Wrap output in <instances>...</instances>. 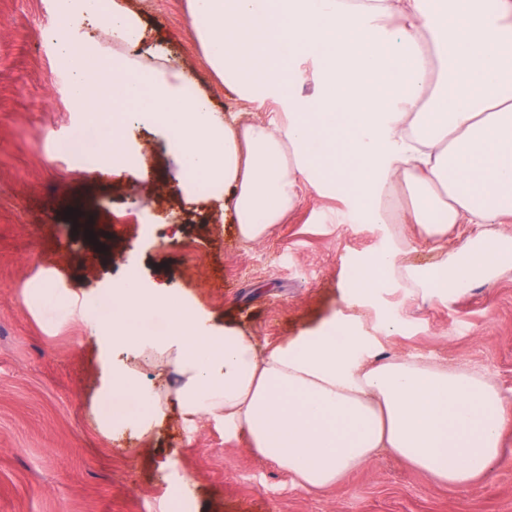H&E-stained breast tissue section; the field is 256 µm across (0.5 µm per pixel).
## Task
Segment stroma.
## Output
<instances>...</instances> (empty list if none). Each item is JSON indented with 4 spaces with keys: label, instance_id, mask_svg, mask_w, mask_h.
I'll list each match as a JSON object with an SVG mask.
<instances>
[{
    "label": "stroma",
    "instance_id": "stroma-1",
    "mask_svg": "<svg viewBox=\"0 0 512 512\" xmlns=\"http://www.w3.org/2000/svg\"><path fill=\"white\" fill-rule=\"evenodd\" d=\"M58 0H0V512H175L174 492L195 512H512V430L494 475L464 488L432 480L382 454L321 491L258 455L244 431L178 411L154 433L101 432L96 394L109 349L58 298L26 306L30 284L53 270L79 299L95 298L135 268L166 285L210 326L233 325L270 349L332 314L359 319L384 356L444 360L483 370L512 405V271L454 301L422 303L402 285L371 302L347 294L350 269L407 242L411 266L434 261L414 224H366L345 198L300 183L297 203L264 239L246 243L215 204H185L164 140L128 129L143 146L139 167L111 175L99 135L82 159L50 150L85 123L73 111L47 33ZM146 41L193 71L218 108L278 125L273 102L240 100L210 71L188 0H127ZM108 228L113 258L91 261L81 224ZM400 322L381 335L383 314Z\"/></svg>",
    "mask_w": 512,
    "mask_h": 512
}]
</instances>
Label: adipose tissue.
I'll use <instances>...</instances> for the list:
<instances>
[{
  "instance_id": "1",
  "label": "adipose tissue",
  "mask_w": 512,
  "mask_h": 512,
  "mask_svg": "<svg viewBox=\"0 0 512 512\" xmlns=\"http://www.w3.org/2000/svg\"><path fill=\"white\" fill-rule=\"evenodd\" d=\"M196 37L216 77L241 100L281 103L278 126L237 123L162 47L133 53L141 17L124 0H64L67 21L99 20V41L59 38L70 97L90 115L111 116L103 146L145 122L165 138L187 195L198 182L256 242L293 208L299 181L344 195L368 224H419L440 258L417 271L392 245L350 271L353 297L385 280L412 281L422 301L469 292L512 269V0H189ZM99 64L92 91L86 59ZM314 94H300L307 77ZM462 224L477 237L448 248ZM170 294L136 276L112 291L109 320H90L142 362L174 372L166 394L137 367L112 371L100 400L126 395L145 412L102 414L101 429L148 433L169 400L190 417L244 429L255 451L321 491L387 452L439 483L488 479L501 457L512 406L484 373L441 361L382 357L359 323L330 317L289 343L260 352L232 327L174 317ZM166 319L156 332L142 322Z\"/></svg>"
}]
</instances>
